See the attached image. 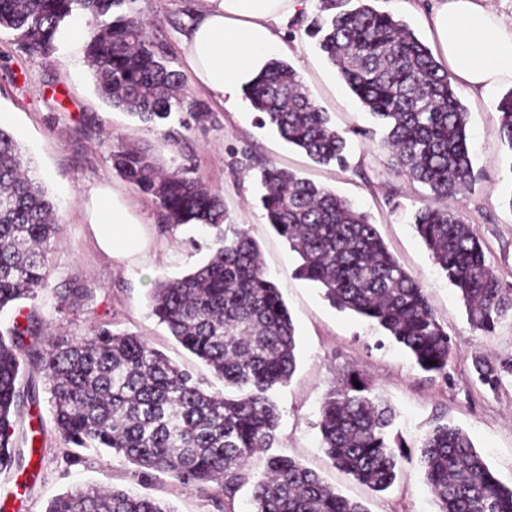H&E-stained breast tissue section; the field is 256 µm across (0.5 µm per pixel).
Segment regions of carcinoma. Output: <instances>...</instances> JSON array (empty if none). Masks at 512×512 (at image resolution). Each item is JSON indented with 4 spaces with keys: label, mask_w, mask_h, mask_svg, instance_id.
<instances>
[{
    "label": "carcinoma",
    "mask_w": 512,
    "mask_h": 512,
    "mask_svg": "<svg viewBox=\"0 0 512 512\" xmlns=\"http://www.w3.org/2000/svg\"><path fill=\"white\" fill-rule=\"evenodd\" d=\"M133 0H0V30L18 48L49 56L75 12L98 23L85 47L100 96L145 123L162 126L186 110L183 126L215 120L198 101L180 93L179 74L154 48ZM331 13L321 0L309 33L377 121L393 166L447 199L473 181L468 112L455 77L410 27L368 0ZM261 123L320 164L345 163L346 140L310 98L297 71L274 59L249 87ZM499 136L512 153V89L497 105ZM113 168L162 210L171 229L202 224L217 230L209 258L175 279H159L149 303L171 336L224 382L207 392L192 372L172 363L141 336L104 322L79 337L43 328L37 309L23 302L48 287L46 260L63 224L57 203L31 178L13 135L0 127V312L20 319L0 333V471L21 472L41 453L42 419L22 424V408L37 406L35 390L22 391L26 361L49 384L52 420L65 442L126 458L148 478L166 473L224 498V512L249 480L247 463L272 447L280 414L274 389L296 370L295 328L260 261L257 242L244 228L221 229V194L184 165L160 169L137 147L113 154ZM261 196L265 216L301 264L297 274L319 284L330 305L375 321L434 377L448 379L453 346L425 288L388 250L376 225L334 191L267 166ZM413 224L435 264L463 300L471 326L489 336L512 316V290L487 263L474 226L447 208L426 204ZM92 289L75 279L56 289L58 311L80 307ZM478 380L492 389L512 375V360L473 358ZM360 387H355L354 382ZM366 373L349 369L323 398L321 445L332 464L373 491L396 479L404 445L392 446L390 408L372 396ZM420 463L437 512H512V486L493 473L469 434L447 422L424 436ZM250 512H367L325 484L301 462L273 455L253 484ZM46 512H175L154 498L113 487L67 490Z\"/></svg>",
    "instance_id": "carcinoma-1"
}]
</instances>
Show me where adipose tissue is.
<instances>
[{"label": "adipose tissue", "mask_w": 512, "mask_h": 512, "mask_svg": "<svg viewBox=\"0 0 512 512\" xmlns=\"http://www.w3.org/2000/svg\"><path fill=\"white\" fill-rule=\"evenodd\" d=\"M309 0H198L183 36L186 62L199 85L232 112L247 111L244 89L284 49L278 23ZM430 31L438 57L459 85L486 95L512 82V20L482 0H431ZM89 220L100 248L122 261L142 252L138 222L111 192L92 199Z\"/></svg>", "instance_id": "ef3b65f1"}]
</instances>
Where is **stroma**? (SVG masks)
Listing matches in <instances>:
<instances>
[{"instance_id":"stroma-1","label":"stroma","mask_w":512,"mask_h":512,"mask_svg":"<svg viewBox=\"0 0 512 512\" xmlns=\"http://www.w3.org/2000/svg\"><path fill=\"white\" fill-rule=\"evenodd\" d=\"M195 4L196 0L134 4L150 39L164 52L170 68L180 73L186 98L200 100L216 116L213 123L188 129L171 121V129L180 134L175 146L98 96L84 38L62 37L55 53L44 57L19 51L12 33L0 31V126L13 134L35 177L57 202L63 224L47 256L48 286L36 300L42 315L52 330L70 336L84 335L100 322L143 336L172 362L191 370L202 388L221 389L208 368L158 324L149 306L156 281L181 276L201 264L210 254L216 231L199 224L163 229L152 200L113 170L112 154L134 146L150 150L167 170L192 165L195 177L223 196L227 223L248 229L258 242L265 268L294 322L297 366L291 380L273 393L280 423L271 453L298 459L368 512H436L419 462L420 441L435 422L443 421L464 429L497 478L512 485V375L504 376L493 390L476 380L472 364L477 355L493 363L512 359V320H503L492 336L480 335L469 324L463 301L435 266L412 224L413 213L433 200L429 188L390 166L388 153L373 133L371 116L306 34L319 0L289 18L280 37L291 49L288 62L348 141L343 167L314 162L272 127L260 126L256 112L228 111L199 87L186 64L181 39L193 20ZM373 6L403 20L420 40H428L429 0H374ZM500 96L497 90L486 96L460 94L469 113L475 179L448 204L474 225L486 243L492 270L504 287L512 288V162L499 137ZM268 165L330 188L368 215L389 251L424 285L434 314L452 338L450 382L432 380L376 324L333 308L318 284L295 277L300 259L268 224L260 202L261 172ZM100 188L113 192L140 220L145 249L137 261L113 260L99 247L88 205ZM71 279L83 281L93 296L80 310L56 312L54 289ZM352 367L366 370L375 396L394 410L391 434L407 446L394 484L383 492L332 467L320 444L321 401ZM34 378L45 428L44 459L33 481L0 473V503L6 512H45L56 495L90 483L156 498L176 512H224L222 501L195 485L162 473L144 480L122 457L67 445L53 425L48 383L42 373Z\"/></svg>"}]
</instances>
